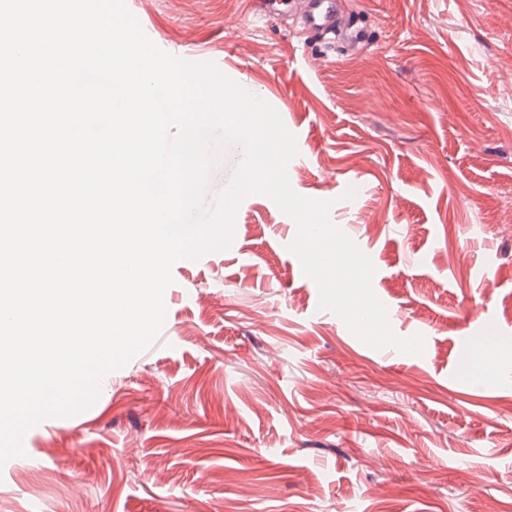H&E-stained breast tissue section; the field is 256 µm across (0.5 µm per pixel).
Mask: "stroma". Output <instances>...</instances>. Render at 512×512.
Returning <instances> with one entry per match:
<instances>
[{
	"instance_id": "stroma-1",
	"label": "stroma",
	"mask_w": 512,
	"mask_h": 512,
	"mask_svg": "<svg viewBox=\"0 0 512 512\" xmlns=\"http://www.w3.org/2000/svg\"><path fill=\"white\" fill-rule=\"evenodd\" d=\"M253 0H126L300 134L290 180L331 202L422 351L367 346L298 274V225L239 205L228 250L178 261L165 326L87 410L46 419L0 512H512V0H340L361 50ZM356 181L364 192L346 198ZM487 308L494 373L460 352Z\"/></svg>"
}]
</instances>
